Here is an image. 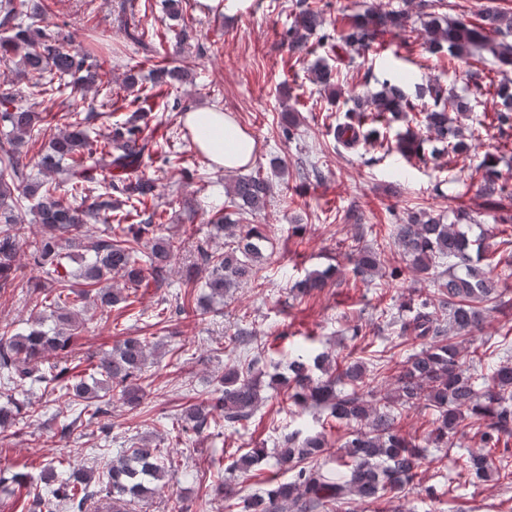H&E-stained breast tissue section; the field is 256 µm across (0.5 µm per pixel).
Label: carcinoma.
<instances>
[{"mask_svg":"<svg viewBox=\"0 0 512 512\" xmlns=\"http://www.w3.org/2000/svg\"><path fill=\"white\" fill-rule=\"evenodd\" d=\"M45 7L39 0H0V56L19 57L18 72L30 71L43 77L34 83L28 96L53 97L73 86L95 89L99 106L89 108L83 118L71 121L49 139L37 166L57 172L66 192L80 203L72 204L57 195L58 186L29 178L26 155L21 147L43 131V118L17 103L11 87L0 90V125L9 128L0 142V289L18 278L20 246L30 250L34 263L45 270L50 285L30 284L41 296L40 306L50 307L56 317L52 332L43 329L41 313H31L30 326L16 331L10 324L0 325V382L7 403L0 406V437L16 435L19 425L40 414L41 406L12 397L16 391L41 386L67 401L72 419L62 422L61 437L76 423H89L110 412L112 399L135 409L143 403L144 367L149 345L146 340L129 336L112 353L89 363L84 370L70 362L75 331L82 318L68 305H94L101 311L128 301L123 288L107 282L123 281L124 288H135L150 276L165 280L172 258L183 241L157 235L161 224L158 212L140 224L117 225L104 236H95L89 225L112 218V193L131 203V209L147 205L157 197L155 179L140 172L144 155L156 148L142 137L143 128L152 119L154 105L148 97L136 96V106L123 121L108 125L101 140L94 136L93 123L111 118L112 113L98 107L112 105V88L101 78L93 46L67 48L68 37L45 24ZM293 19L288 28V50L308 55L310 36L323 24L319 10L307 0L293 4ZM481 23L451 22L434 12L427 14V44L434 53L446 49L457 57L472 49L487 50L503 66H512V13L488 6L479 12ZM404 12L368 8L349 16L342 40L359 48L375 44L381 30L402 26ZM313 82L328 90L330 102L339 103L341 92L335 89L332 70L316 66ZM156 87H174L188 80L181 66H162L150 71ZM501 108L495 112L498 126L512 127V86L496 89ZM353 106L336 120V143L346 148L361 142L377 143L385 139L384 130L397 122L408 124L397 133L395 150L405 157L424 155L426 139L415 129L424 128L441 144V151L467 153L475 148L474 133H465L460 118L467 116L469 103L447 95L431 83L414 85V93L405 91L399 79L384 80L381 90L350 98ZM415 127H410V124ZM481 192L494 204L511 198L496 163L485 156ZM109 181L111 192L92 195L99 179ZM227 201L216 212V233L228 232L222 248L209 240L195 242V265L207 271L205 287L209 300L224 296L242 284L259 279L265 261L268 238L261 224H243L241 217L262 210L271 193L268 180L259 173L239 176L225 186ZM32 215L41 225L39 234H28L22 212ZM473 218L464 209L446 224L440 217L412 213L406 223L395 228V239L406 262L395 268L402 275L409 270L436 282L433 295L409 307V315L392 320L398 327L399 345L411 344L412 350L395 373L369 368L365 359L338 360L328 351L315 352L298 347L288 355V372L269 375L254 373L253 363L233 365L216 378L214 389L205 401L189 406L181 419V433L200 434L216 424L237 428L246 423L263 401V386H280L288 391V400L298 407L325 406L337 423L351 427L336 466L325 468L306 461L324 453L327 439L322 431L303 433L294 429L274 444L276 465L292 472L286 480L266 479L268 487L241 501L229 478L218 477L215 491L227 502V508L239 504L241 512H335L336 506L351 500L377 502L398 498L419 488L417 478L427 448L448 445L465 420L478 426L486 448L512 441V358L507 340L499 344L483 342L473 346L472 335L479 330L486 314L512 307L508 279L512 277V234L498 230L499 240L485 243L470 238L463 224ZM69 249L89 255L79 270L69 268ZM354 274L367 279L378 273L381 252L372 246H351ZM327 275L313 272L295 283L293 290L306 296L326 286ZM52 351L57 361L46 368L36 367ZM487 368L484 374L481 369ZM320 375H315V371ZM424 404L433 411V429L423 438L402 433L399 420L404 411ZM267 457L260 446L240 455L231 470L250 472ZM463 467L477 480L500 474L487 453L464 460ZM168 459L163 449L141 440L123 449L107 465L102 478L91 470L63 466L50 460L43 466L40 483L27 484V475L18 473L11 483L27 491L28 512H84L89 503L112 504V512H127L133 499L154 494L165 485Z\"/></svg>","mask_w":512,"mask_h":512,"instance_id":"obj_1","label":"carcinoma"}]
</instances>
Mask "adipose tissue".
Masks as SVG:
<instances>
[{
    "label": "adipose tissue",
    "instance_id": "ef3b65f1",
    "mask_svg": "<svg viewBox=\"0 0 512 512\" xmlns=\"http://www.w3.org/2000/svg\"><path fill=\"white\" fill-rule=\"evenodd\" d=\"M181 122L191 130L193 146L217 166L233 171L250 163L255 150L254 140L245 132L226 138L225 132L233 123L218 108H199L185 112Z\"/></svg>",
    "mask_w": 512,
    "mask_h": 512
}]
</instances>
